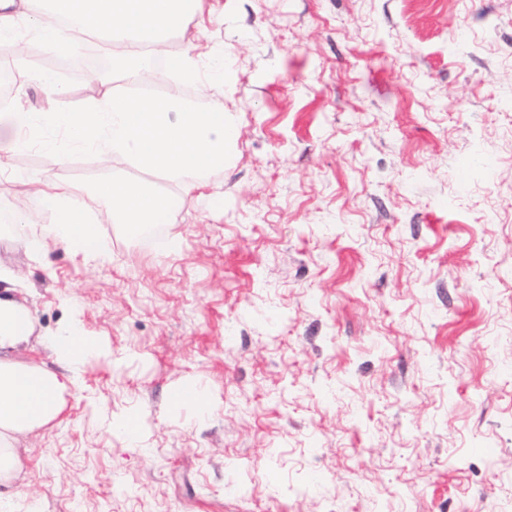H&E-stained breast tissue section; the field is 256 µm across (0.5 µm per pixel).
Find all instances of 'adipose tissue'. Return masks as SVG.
<instances>
[{
	"label": "adipose tissue",
	"mask_w": 512,
	"mask_h": 512,
	"mask_svg": "<svg viewBox=\"0 0 512 512\" xmlns=\"http://www.w3.org/2000/svg\"><path fill=\"white\" fill-rule=\"evenodd\" d=\"M203 0H0V44L15 49L18 22L34 24L40 39L51 49L72 53L82 37L103 34L112 53V73L99 75L103 93L78 110L66 106V89L49 74L34 75V83L56 101L45 119L63 131L60 139L43 138L28 112L0 114V175L7 160L29 142L58 155L77 147L101 157H119L128 165L159 174L185 191L203 187L208 172L222 167L236 130L222 108L210 99L230 73L216 60L210 75H202L192 52L170 57L165 69L149 73L152 81H166L169 72L196 84L198 93L186 96L181 87H168L160 97L131 98L110 91L113 73L144 74L142 54L160 55L172 33H186ZM16 69H24L22 52L13 54ZM38 192L60 215L58 223L44 225L33 238L35 247L45 241L71 246L86 257L101 254L104 245L98 229L72 202L74 191L66 183L45 176ZM112 223L140 229L166 223L176 200L156 190L150 182L112 179L91 190ZM35 330L32 312L24 304L0 294V485H11L23 468L17 451L22 437L60 422L65 396L77 383V369L91 357H109L98 337L87 335L79 317L62 330L42 337L46 359L21 354Z\"/></svg>",
	"instance_id": "1"
}]
</instances>
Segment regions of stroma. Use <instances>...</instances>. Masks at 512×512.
I'll use <instances>...</instances> for the list:
<instances>
[{
  "label": "stroma",
  "instance_id": "stroma-1",
  "mask_svg": "<svg viewBox=\"0 0 512 512\" xmlns=\"http://www.w3.org/2000/svg\"><path fill=\"white\" fill-rule=\"evenodd\" d=\"M235 141L202 193L89 149L9 159L31 233L75 189L95 261L0 232L35 317L112 348L0 512H512V0H204ZM82 107L110 58L20 44ZM178 198L153 240L88 190ZM194 380L212 408L175 393ZM134 412L140 443L109 431Z\"/></svg>",
  "mask_w": 512,
  "mask_h": 512
}]
</instances>
